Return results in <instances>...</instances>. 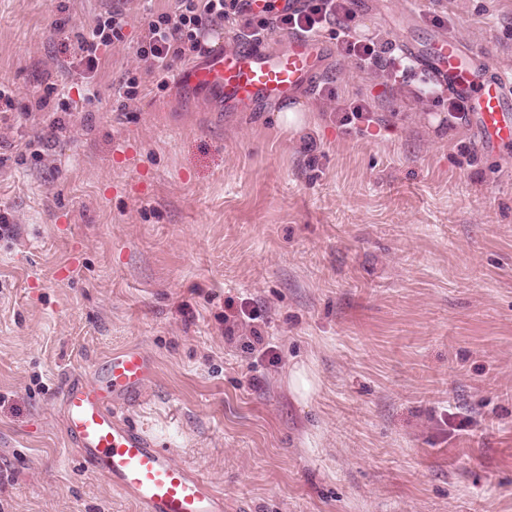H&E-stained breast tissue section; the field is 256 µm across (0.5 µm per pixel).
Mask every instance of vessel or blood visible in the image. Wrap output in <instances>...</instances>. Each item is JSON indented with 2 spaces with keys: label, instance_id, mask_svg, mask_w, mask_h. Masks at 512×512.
<instances>
[{
  "label": "vessel or blood",
  "instance_id": "obj_1",
  "mask_svg": "<svg viewBox=\"0 0 512 512\" xmlns=\"http://www.w3.org/2000/svg\"><path fill=\"white\" fill-rule=\"evenodd\" d=\"M287 49L268 53L253 41L227 51L212 50L182 68L177 83L210 91L228 112L253 111L312 92L323 73L321 37L293 34ZM402 48L428 78L469 113L480 149L502 153L512 145V80L493 73L486 58L450 34L428 48ZM154 375L150 359L136 347L113 350L89 377H73L61 390L67 432L92 471L105 475L114 492L141 512H224V495L175 461L143 429L124 421L119 408L140 397Z\"/></svg>",
  "mask_w": 512,
  "mask_h": 512
}]
</instances>
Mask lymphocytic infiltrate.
<instances>
[{
    "mask_svg": "<svg viewBox=\"0 0 512 512\" xmlns=\"http://www.w3.org/2000/svg\"><path fill=\"white\" fill-rule=\"evenodd\" d=\"M354 18L350 0H304L301 11L277 15L265 10L258 13L249 10L244 0H175L172 11L149 16L137 54L160 76L168 73L176 61L206 54L204 35L212 23H235L238 35L249 40L274 27L302 35H318L331 24L349 23ZM125 27L123 11L115 8L97 15L86 30L79 33L75 58L84 87L92 85L99 48L124 42ZM340 50L361 70L380 72L393 83L408 78L413 70L411 61L397 54L388 41L357 39L346 33L340 41Z\"/></svg>",
    "mask_w": 512,
    "mask_h": 512,
    "instance_id": "lymphocytic-infiltrate-1",
    "label": "lymphocytic infiltrate"
}]
</instances>
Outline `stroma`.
Listing matches in <instances>:
<instances>
[{
	"label": "stroma",
	"instance_id": "35a3bbf8",
	"mask_svg": "<svg viewBox=\"0 0 512 512\" xmlns=\"http://www.w3.org/2000/svg\"><path fill=\"white\" fill-rule=\"evenodd\" d=\"M115 5L126 40L100 49L89 99L73 45ZM173 6L0 0V512H139L82 464L60 397L125 346L155 376L121 417L226 512H512V156L328 31L299 129L159 87L137 47ZM353 9L359 34L447 30L512 77V0ZM51 85L70 111L34 109ZM344 101L371 110L344 126Z\"/></svg>",
	"mask_w": 512,
	"mask_h": 512
}]
</instances>
